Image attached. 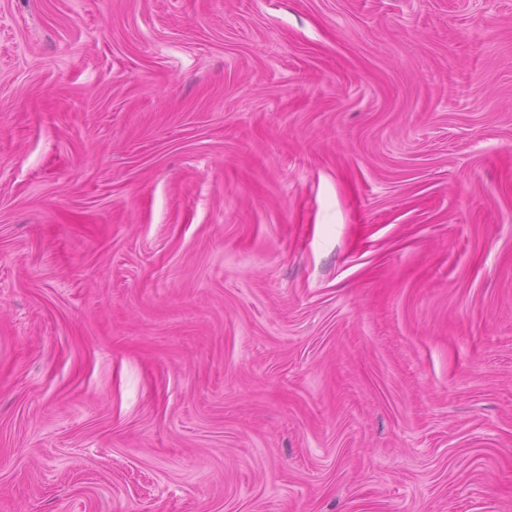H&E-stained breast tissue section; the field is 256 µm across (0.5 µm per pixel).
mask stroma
Listing matches in <instances>:
<instances>
[{"instance_id": "1", "label": "stroma", "mask_w": 512, "mask_h": 512, "mask_svg": "<svg viewBox=\"0 0 512 512\" xmlns=\"http://www.w3.org/2000/svg\"><path fill=\"white\" fill-rule=\"evenodd\" d=\"M0 512H512V0H0Z\"/></svg>"}]
</instances>
